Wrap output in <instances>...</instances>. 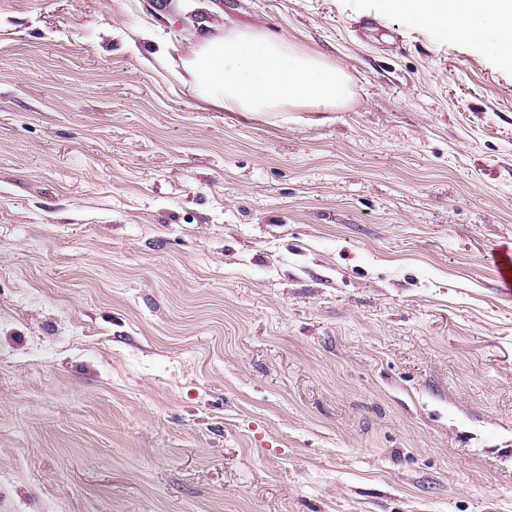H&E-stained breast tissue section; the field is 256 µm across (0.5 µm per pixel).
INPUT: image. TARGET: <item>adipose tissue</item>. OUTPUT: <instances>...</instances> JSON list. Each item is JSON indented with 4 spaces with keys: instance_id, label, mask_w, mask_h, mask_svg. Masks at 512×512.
<instances>
[{
    "instance_id": "1",
    "label": "adipose tissue",
    "mask_w": 512,
    "mask_h": 512,
    "mask_svg": "<svg viewBox=\"0 0 512 512\" xmlns=\"http://www.w3.org/2000/svg\"><path fill=\"white\" fill-rule=\"evenodd\" d=\"M390 12L416 25L450 32L488 46L512 65V0H386ZM194 45L186 66L199 97L229 112H284L291 108H333L351 97L344 71L299 51L241 30L211 32L206 21L192 25Z\"/></svg>"
}]
</instances>
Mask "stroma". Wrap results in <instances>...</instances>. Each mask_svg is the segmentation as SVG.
Instances as JSON below:
<instances>
[{
	"instance_id": "1",
	"label": "stroma",
	"mask_w": 512,
	"mask_h": 512,
	"mask_svg": "<svg viewBox=\"0 0 512 512\" xmlns=\"http://www.w3.org/2000/svg\"><path fill=\"white\" fill-rule=\"evenodd\" d=\"M212 5L350 101L204 103L181 0H0V512H512V66ZM493 267L497 273V280L499 282L500 293L512 299V273H511V256L509 253L506 256L500 255L492 259Z\"/></svg>"
}]
</instances>
